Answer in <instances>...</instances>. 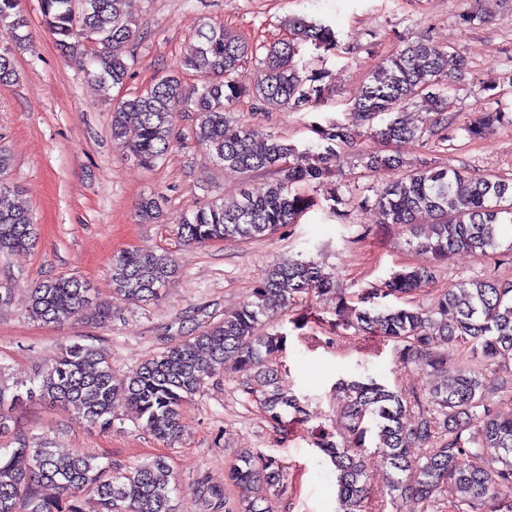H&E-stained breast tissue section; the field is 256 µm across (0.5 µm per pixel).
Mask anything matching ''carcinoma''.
Returning a JSON list of instances; mask_svg holds the SVG:
<instances>
[{
  "instance_id": "obj_1",
  "label": "carcinoma",
  "mask_w": 512,
  "mask_h": 512,
  "mask_svg": "<svg viewBox=\"0 0 512 512\" xmlns=\"http://www.w3.org/2000/svg\"><path fill=\"white\" fill-rule=\"evenodd\" d=\"M44 26L55 44L77 60L85 78L97 83L112 102V139L127 155L152 169L173 141L172 113L197 115L192 138L213 160L242 173H270L258 186L244 184L231 202L213 200L179 216L177 236L185 244H208L225 238L251 240L275 234L294 224L311 206L304 193L340 162L338 148L366 137L385 143L453 139L456 122L448 115L452 75L448 50L428 41L401 40L385 66L374 71L348 107L350 120L312 125L323 150L312 160L280 136L256 137L233 123L230 107L251 97L270 108L313 109L324 99L325 71H309L297 56L307 42L326 52L336 49L331 26L292 15L284 20L289 38L265 48L259 74L247 89L233 75L257 49L233 31L207 25L180 61L184 71L209 75L187 94L176 75L162 77L141 92L120 100L112 90L131 78L130 48L136 39L125 0H39ZM26 23L17 0H0V84L19 79L17 53L29 49ZM421 105L426 119L412 125L404 112ZM503 112H480L464 130L480 136L501 124ZM136 140L124 141L127 130ZM396 154L369 155L371 169L400 168ZM10 160L0 154V256L33 248L36 224L29 210L11 199L4 177ZM162 197L144 195L136 203L139 220L149 223L160 212ZM373 204L382 223L410 229L415 250L434 262L452 254H487L499 245L501 227L512 224V179L474 174L443 166L433 158L418 161L403 177L376 191ZM176 274L167 251L126 248L111 261L112 302L149 305L159 301ZM432 278L431 267L404 268L352 306L336 288V280L311 260L288 258L265 271L253 299L224 313V318L144 360L133 376L117 383L112 364L99 346L72 343L25 390L0 384V512H175L173 470L163 456L132 467L83 453L64 457L47 443H32L13 431L12 411L28 402L72 407L88 425L107 430L112 412L128 407L139 427L163 443L181 437L180 408L206 381L228 368L242 377L244 392L257 398L269 424L286 426L288 414L300 413L296 399L277 385V357L287 336L263 331L264 323L292 305L303 293H314L353 313L343 330L366 331L392 345L395 361L418 365L435 376L424 393L408 398L368 378H341L336 400L347 419L346 440L325 437L316 447L329 458L336 474L340 512H364L369 490L362 450L377 427L379 448L391 470L389 489L395 499H415L432 508L440 500L453 512H512V501L499 499L495 487L512 483V414L494 410L485 397L484 374L468 367L448 370V349L468 344L490 371L512 365V281L473 279L455 284L425 310L412 297ZM393 296L399 306H375ZM112 302L99 300L82 278L69 276L38 282L26 303L34 321L63 325L95 309L99 318L112 313ZM468 464L460 465V459ZM282 461L242 450L228 469L227 482L238 489L224 497V512H273L281 493Z\"/></svg>"
}]
</instances>
